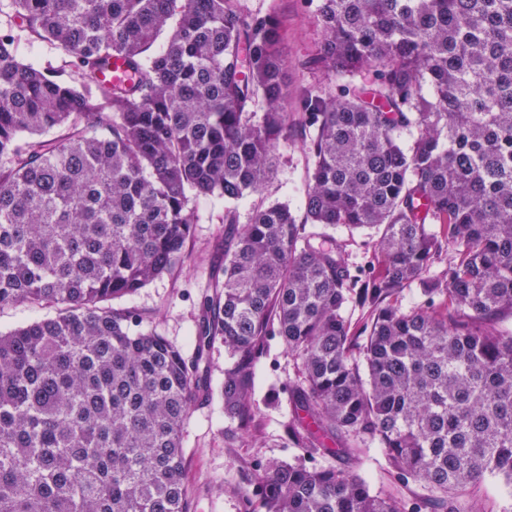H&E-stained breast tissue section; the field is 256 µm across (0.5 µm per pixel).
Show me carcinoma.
Returning a JSON list of instances; mask_svg holds the SVG:
<instances>
[{"instance_id":"cac0c4a2","label":"carcinoma","mask_w":512,"mask_h":512,"mask_svg":"<svg viewBox=\"0 0 512 512\" xmlns=\"http://www.w3.org/2000/svg\"><path fill=\"white\" fill-rule=\"evenodd\" d=\"M242 9L0 4V307L55 310L0 333V512H192L183 430L212 396L217 337L239 429L278 338L296 364L292 447L375 445L429 490L273 462L252 490L264 512H470L486 478L512 486V0H316L320 83L293 95L278 20ZM23 40L68 60L25 62ZM298 128L304 214L273 204L238 224L231 203L263 190ZM199 197L228 203V228L189 358L107 302L183 265ZM309 224L375 234L370 260L351 271L347 241Z\"/></svg>"}]
</instances>
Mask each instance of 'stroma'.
<instances>
[{"mask_svg": "<svg viewBox=\"0 0 512 512\" xmlns=\"http://www.w3.org/2000/svg\"><path fill=\"white\" fill-rule=\"evenodd\" d=\"M245 9L278 19L289 89L315 87L313 76L300 66L322 39L311 0H245ZM307 167L302 137L294 135L288 145L277 149L276 171L266 188L237 202L240 223H248L256 207L274 203L303 212ZM224 206L223 199L217 197L198 198L200 220L191 229L184 265L175 274L162 276L113 302L114 307L136 312L143 328L156 330L188 355L194 349L199 302L224 278ZM294 374V362L285 346L272 340L256 368L253 398L257 412L249 430H237L225 419L220 397L193 411L184 432V483L193 512H261L259 504H247L244 496L255 483L260 465L307 462L304 451L289 447L284 434L294 410L288 394V382ZM334 463L339 468L355 467L374 492L405 497L425 494L422 483L402 484L387 472L381 449L370 448L362 463L355 466L345 457L335 458Z\"/></svg>", "mask_w": 512, "mask_h": 512, "instance_id": "stroma-1", "label": "stroma"}]
</instances>
